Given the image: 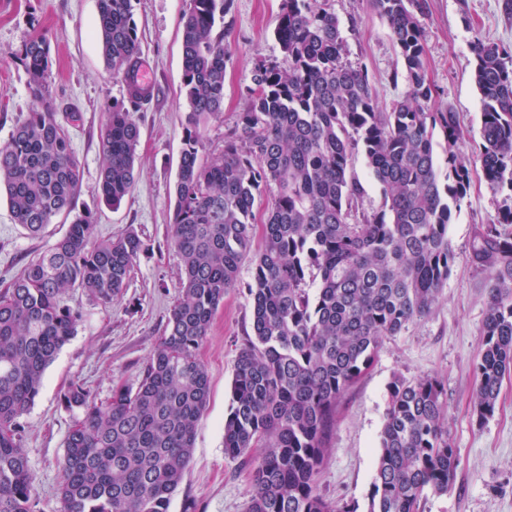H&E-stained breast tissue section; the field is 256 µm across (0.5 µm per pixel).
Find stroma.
<instances>
[{
	"mask_svg": "<svg viewBox=\"0 0 512 512\" xmlns=\"http://www.w3.org/2000/svg\"><path fill=\"white\" fill-rule=\"evenodd\" d=\"M188 0H139L136 9L142 58L153 66V95L137 119L138 178L118 206L98 195L103 155L100 131L105 108L121 98L120 80L107 68L96 36L97 0H0V144L33 99L25 69L16 57L35 32L50 41L52 98L60 110L79 113L68 127L73 150L83 166L79 209L91 210L96 238L133 230L150 249L135 262L122 296L104 304L70 290L69 304L83 317L75 335L47 367L41 391L23 415V444L38 498L37 512H57L66 439L76 415L61 397L71 383L90 389L96 402L113 389L137 386L143 368L164 334L167 318L181 295L180 258L168 237L174 213V184L189 110L182 91L181 18ZM505 0H426L421 18L426 36V69L437 90L434 108L458 112L461 151L473 157L481 141V100L474 81V37L512 46V10ZM280 0H234L225 23L230 28V60L224 78V110L202 130V158L219 154L247 106L246 89L261 61L281 59L274 36ZM348 62L368 71L379 108L390 107L406 89L402 62L388 25L369 0H333ZM504 193L494 192L481 173L448 237L456 262L431 313L410 322L388 339L372 367L343 394L336 427L324 455L317 491L329 501L366 507L375 475L388 398L398 377L437 378L445 387L448 431L459 464L452 490L427 494L421 512H512V376L502 383L492 417L478 420L472 397L482 343L488 274L469 259L476 226L498 215ZM67 228L62 219L41 236H29L14 223L7 201H0V279L10 280L24 264L50 247ZM253 263L244 259L240 287L224 298L198 356L210 382V397L200 417L194 451L169 512H247L251 476L242 459L224 453V419L240 348L251 331L252 303L245 288Z\"/></svg>",
	"mask_w": 512,
	"mask_h": 512,
	"instance_id": "1",
	"label": "stroma"
}]
</instances>
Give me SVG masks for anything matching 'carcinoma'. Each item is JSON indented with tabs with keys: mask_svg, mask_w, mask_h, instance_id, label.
Returning a JSON list of instances; mask_svg holds the SVG:
<instances>
[{
	"mask_svg": "<svg viewBox=\"0 0 512 512\" xmlns=\"http://www.w3.org/2000/svg\"><path fill=\"white\" fill-rule=\"evenodd\" d=\"M232 2L189 0L182 14L189 112L169 230L184 270L181 296L137 387L113 390L105 405L80 383L64 393L66 408L80 417L66 440L57 512H168L209 400L198 351L251 251L252 337L237 355L224 453L251 467L248 512H357L317 493L338 403L385 341L438 301L456 259L448 224L470 189L473 165L512 201V50L472 42L482 122L470 161L459 151L458 114L432 108L418 18L425 0H372L406 72L407 91L387 112L378 109L366 69L345 60L330 0H281L275 37L283 57L255 66L246 111L222 152L202 160L201 126L224 108V17ZM135 6L97 0L102 55L125 88L107 106L101 133L98 192L114 206L134 188L136 113L152 96L135 79L143 63ZM19 59L39 107L0 146V197L32 235L58 216L69 224L0 284V512H37L21 418L82 318L66 291L81 288L110 303L150 250L133 230L95 239L91 212L77 209L83 168L67 125L79 115L60 116L52 102L48 38L30 36ZM437 131L448 146L443 168L434 155ZM358 150L382 196L371 212L351 171ZM263 190L268 215L255 252L254 205ZM470 260L489 274L474 397L482 420L495 413L512 373V204L476 230ZM457 466L443 385L396 378L366 512H419L426 492L448 494Z\"/></svg>",
	"mask_w": 512,
	"mask_h": 512,
	"instance_id": "obj_1",
	"label": "carcinoma"
}]
</instances>
